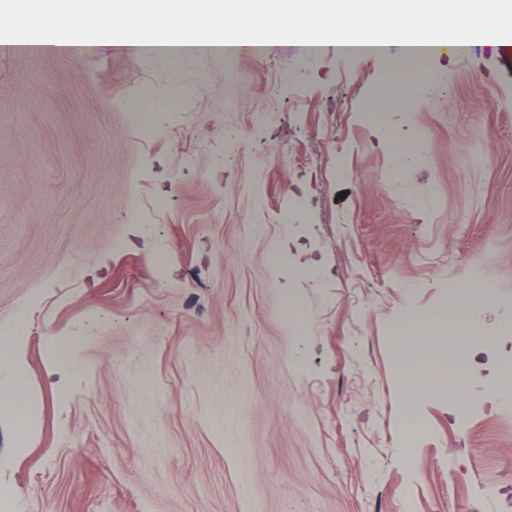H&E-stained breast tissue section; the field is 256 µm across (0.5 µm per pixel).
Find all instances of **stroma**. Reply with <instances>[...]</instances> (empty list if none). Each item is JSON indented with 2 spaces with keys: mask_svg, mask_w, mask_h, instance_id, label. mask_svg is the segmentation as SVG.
<instances>
[{
  "mask_svg": "<svg viewBox=\"0 0 512 512\" xmlns=\"http://www.w3.org/2000/svg\"><path fill=\"white\" fill-rule=\"evenodd\" d=\"M494 3L420 60L0 51V512H512ZM429 350L426 345L420 344L417 349L415 360L402 370V378L409 388H414L416 380L419 377L429 376L432 378L450 379L453 385L457 387V381L461 377H453L455 372L448 370L447 366L438 364L429 360ZM432 380L421 379L417 382L414 389H426L437 386Z\"/></svg>",
  "mask_w": 512,
  "mask_h": 512,
  "instance_id": "stroma-1",
  "label": "stroma"
}]
</instances>
